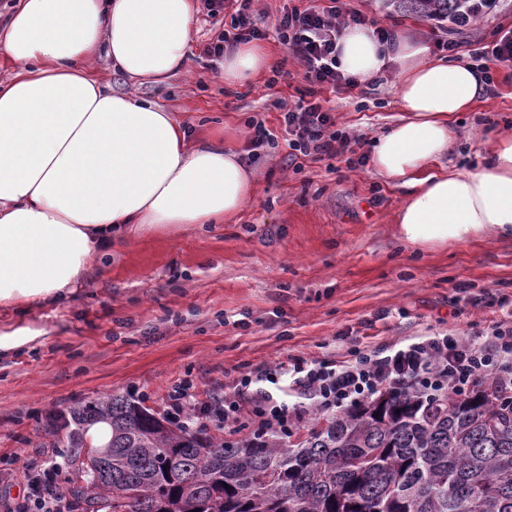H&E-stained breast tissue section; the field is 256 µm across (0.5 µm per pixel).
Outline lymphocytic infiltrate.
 Masks as SVG:
<instances>
[{"instance_id":"1","label":"lymphocytic infiltrate","mask_w":512,"mask_h":512,"mask_svg":"<svg viewBox=\"0 0 512 512\" xmlns=\"http://www.w3.org/2000/svg\"><path fill=\"white\" fill-rule=\"evenodd\" d=\"M498 0H452L440 11L426 14L431 28L445 33L442 50L461 48V34L490 15ZM255 0H202L208 17H216L232 7L230 25L204 48L212 60H220L225 50L261 39L255 23ZM371 27L380 43H390L392 29L373 17L343 8L342 0H323L319 5L292 7L277 20L276 33L289 55L304 68L311 85L332 92H351L356 80L338 68L337 41L345 26ZM288 134V160H321L345 156L348 168L364 166L365 154L357 150L361 140L337 128L334 115L318 97L299 99L282 115ZM486 306L497 308L500 317L486 330L484 342L465 332L452 336H412L385 343L369 352L351 351L332 361L292 358L287 369L258 367L242 375L232 395L204 407L206 418L220 424L249 417L260 433L288 432L291 406L303 404L316 412H330L363 402L377 393L408 390L427 394L467 395L486 380L499 382L512 392V299L487 295ZM287 385L288 400L276 391ZM26 477L29 491L13 512H68V497L58 480V472L44 463L30 461Z\"/></svg>"}]
</instances>
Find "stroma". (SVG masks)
<instances>
[{"mask_svg":"<svg viewBox=\"0 0 512 512\" xmlns=\"http://www.w3.org/2000/svg\"><path fill=\"white\" fill-rule=\"evenodd\" d=\"M289 0H257V25L271 65L285 74L267 87L268 72L228 86L220 62L203 47L224 17L196 13L183 73L166 84L129 80L107 58L95 64L113 91L164 106L192 141L223 130L224 144L256 176L253 198L224 223L168 233L129 235L89 268L83 288L60 301L0 306V335L19 329L37 337L0 351V500L27 493L24 471L38 450H62L50 415L121 393L169 417L168 394L191 378L200 401L232 392L242 374L290 359L332 360L352 349L411 336L486 330L498 314L479 306L485 292L512 296V236L485 233L434 247L400 239L395 216L405 190L370 166L348 168L344 156L288 165L276 100L295 102L309 88L303 69L274 34ZM377 11L381 24L406 28L427 45L435 36L402 0H346ZM512 29V0L477 23L469 50ZM397 65L352 94L322 89L337 127L365 142L403 115ZM263 122L272 144L249 156L247 119ZM455 145L442 167L478 162L488 135L512 133V69L499 68L481 101L454 121Z\"/></svg>","mask_w":512,"mask_h":512,"instance_id":"stroma-1","label":"stroma"}]
</instances>
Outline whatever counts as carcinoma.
<instances>
[{
  "instance_id": "1",
  "label": "carcinoma",
  "mask_w": 512,
  "mask_h": 512,
  "mask_svg": "<svg viewBox=\"0 0 512 512\" xmlns=\"http://www.w3.org/2000/svg\"><path fill=\"white\" fill-rule=\"evenodd\" d=\"M64 427L68 464L99 453L69 488L79 512H512V397L492 383L429 401L384 392L294 443L163 433L120 394L72 408Z\"/></svg>"
}]
</instances>
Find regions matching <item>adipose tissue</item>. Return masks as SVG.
Here are the masks:
<instances>
[{"instance_id": "obj_1", "label": "adipose tissue", "mask_w": 512, "mask_h": 512, "mask_svg": "<svg viewBox=\"0 0 512 512\" xmlns=\"http://www.w3.org/2000/svg\"><path fill=\"white\" fill-rule=\"evenodd\" d=\"M195 0H23L0 28L14 72L0 84V304L65 299L113 236L223 223L254 194V176L224 140L188 147L170 111L94 78L106 56L131 78L166 82L185 65ZM341 70L360 79L397 64L403 117L372 147L371 165L407 188L401 239L444 245L484 229L512 233V134L476 166L441 170L452 122L484 91L472 66L432 57L407 29L392 46L351 26ZM269 65L266 49L225 55L224 81Z\"/></svg>"}]
</instances>
